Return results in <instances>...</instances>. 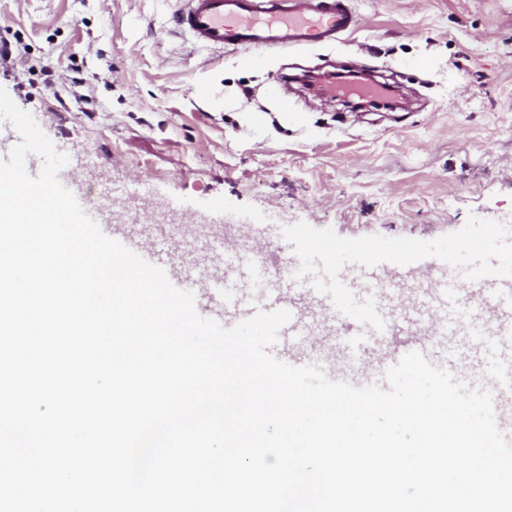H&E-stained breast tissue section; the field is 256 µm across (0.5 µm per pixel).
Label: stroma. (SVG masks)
<instances>
[{
  "label": "stroma",
  "mask_w": 512,
  "mask_h": 512,
  "mask_svg": "<svg viewBox=\"0 0 512 512\" xmlns=\"http://www.w3.org/2000/svg\"><path fill=\"white\" fill-rule=\"evenodd\" d=\"M180 7L0 0L13 48L0 87L95 168L81 189L100 218L162 225L200 281L223 277L224 241L271 239L266 281L235 291L247 304L286 291L280 271L296 255L283 230L300 221L349 239L423 241L472 215L512 225V0H353L358 27L336 45L269 50L252 67L176 29ZM342 65L399 83L411 107L356 112L292 79ZM301 316L291 339L301 360L362 386L378 364L357 345L365 326L314 306ZM472 339L463 327L436 337L430 362L460 360L471 379Z\"/></svg>",
  "instance_id": "1"
}]
</instances>
